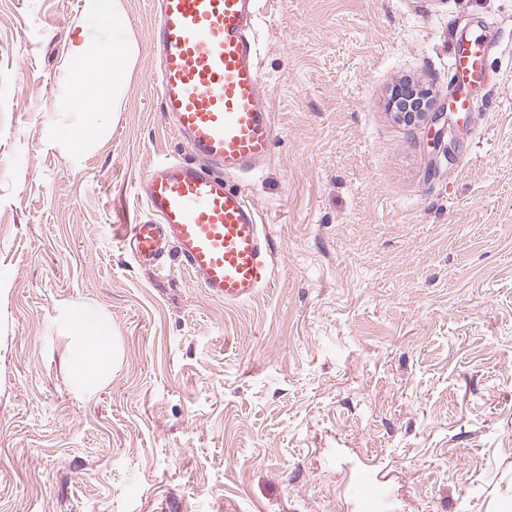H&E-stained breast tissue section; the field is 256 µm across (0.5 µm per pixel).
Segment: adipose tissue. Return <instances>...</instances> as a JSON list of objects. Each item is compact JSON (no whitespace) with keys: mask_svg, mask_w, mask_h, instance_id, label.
Masks as SVG:
<instances>
[{"mask_svg":"<svg viewBox=\"0 0 512 512\" xmlns=\"http://www.w3.org/2000/svg\"><path fill=\"white\" fill-rule=\"evenodd\" d=\"M123 0H86L79 40L72 44L66 108L81 113L82 122L68 134L70 150L87 153L116 111L136 58L134 41L106 38L108 30L123 26ZM68 338L65 370L71 385L91 393L112 377V322L96 305L73 300L62 307Z\"/></svg>","mask_w":512,"mask_h":512,"instance_id":"obj_1","label":"adipose tissue"}]
</instances>
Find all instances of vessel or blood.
<instances>
[{"label":"vessel or blood","instance_id":"vessel-or-blood-1","mask_svg":"<svg viewBox=\"0 0 512 512\" xmlns=\"http://www.w3.org/2000/svg\"><path fill=\"white\" fill-rule=\"evenodd\" d=\"M157 13L161 112L194 159L161 158L142 173L136 193L152 218L126 225L121 243L149 266L173 248L212 297L240 305L270 285L275 264L257 207L227 184L271 155L274 122L250 36L259 0H158ZM487 57L476 35L456 51L460 110H473Z\"/></svg>","mask_w":512,"mask_h":512}]
</instances>
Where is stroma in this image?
I'll list each match as a JSON object with an SVG mask.
<instances>
[{"label":"stroma","mask_w":512,"mask_h":512,"mask_svg":"<svg viewBox=\"0 0 512 512\" xmlns=\"http://www.w3.org/2000/svg\"><path fill=\"white\" fill-rule=\"evenodd\" d=\"M138 49L88 155L65 74L85 0H0V512H502L512 506V0H261L270 159L234 176L277 253L228 306L137 263L134 184L191 159L160 117L156 0H124ZM488 78L445 143L387 108L400 81ZM101 307L117 359L65 376L60 311ZM488 48L480 36L472 35L454 56V69L457 76V105L461 111L472 112L475 101L470 90L481 85L485 79Z\"/></svg>","instance_id":"35a3bbf8"}]
</instances>
